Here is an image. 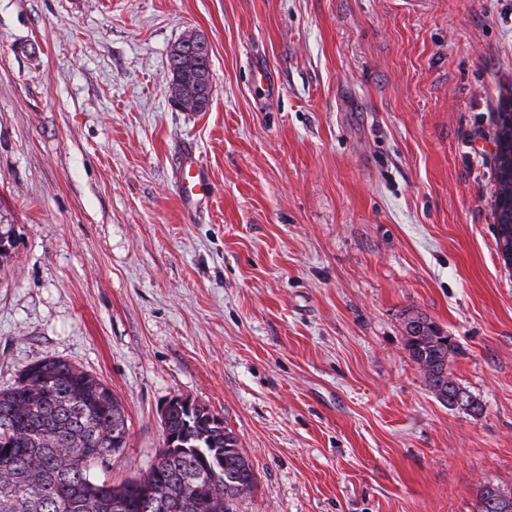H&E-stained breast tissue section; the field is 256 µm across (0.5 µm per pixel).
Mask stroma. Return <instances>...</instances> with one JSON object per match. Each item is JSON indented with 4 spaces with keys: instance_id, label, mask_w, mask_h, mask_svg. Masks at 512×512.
<instances>
[{
    "instance_id": "35a3bbf8",
    "label": "stroma",
    "mask_w": 512,
    "mask_h": 512,
    "mask_svg": "<svg viewBox=\"0 0 512 512\" xmlns=\"http://www.w3.org/2000/svg\"><path fill=\"white\" fill-rule=\"evenodd\" d=\"M191 34L205 112L169 101ZM506 87L512 0H0V389L49 356L111 384L117 483L168 400L207 406L254 466L236 512H470L512 487ZM411 311L479 412L429 390ZM183 41L184 38L176 43L169 54V84L184 80L188 74L202 70L208 75L211 89L210 60L207 46L205 48L197 46L182 48ZM176 49H180L182 52L176 53ZM496 207L498 210H496L495 217H496V241H497V248L498 252L500 254L501 251V243L500 239L502 240V243L504 245H509L508 250L511 253L510 257V266L512 267V208L509 209V211H505L503 209H499L500 207H511L512 206V196L506 197L504 195H500L499 193L496 194ZM509 266V268H510ZM472 512H512V488L483 483L476 490Z\"/></svg>"
}]
</instances>
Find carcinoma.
<instances>
[{"instance_id":"carcinoma-1","label":"carcinoma","mask_w":512,"mask_h":512,"mask_svg":"<svg viewBox=\"0 0 512 512\" xmlns=\"http://www.w3.org/2000/svg\"><path fill=\"white\" fill-rule=\"evenodd\" d=\"M210 73L209 52L178 42L169 54V83ZM496 239L512 252V208L496 210ZM406 347L429 389L445 405L478 401L448 376L453 338L423 314L406 322ZM164 440L141 475L118 485L101 479L102 456L126 446L128 415L112 386L56 358L46 357L0 390V512H233L255 487L251 460L235 434L209 408L166 407ZM472 512H512V488L483 483Z\"/></svg>"}]
</instances>
